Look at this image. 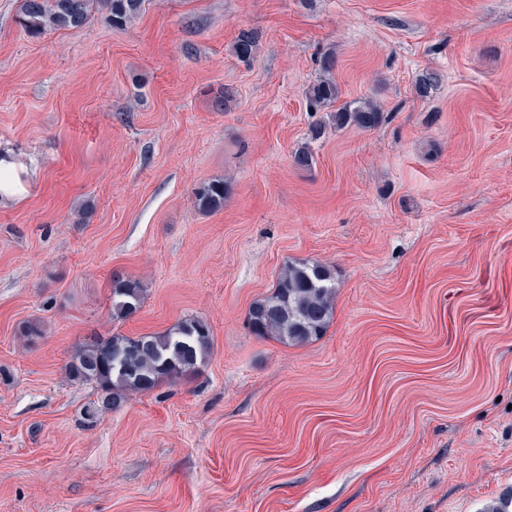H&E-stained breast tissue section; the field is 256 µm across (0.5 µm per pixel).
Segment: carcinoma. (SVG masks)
Masks as SVG:
<instances>
[{"instance_id":"cac0c4a2","label":"carcinoma","mask_w":512,"mask_h":512,"mask_svg":"<svg viewBox=\"0 0 512 512\" xmlns=\"http://www.w3.org/2000/svg\"><path fill=\"white\" fill-rule=\"evenodd\" d=\"M93 0H21L19 24L32 35L51 30L80 29L92 13ZM143 0H103L115 28L127 26L142 9ZM257 44L251 31L240 32L236 56L247 61ZM336 58L327 55L321 75L306 91L309 105L328 109L338 101L339 88L331 73ZM436 76H418L415 91L427 97L435 88ZM383 112L370 99L345 102L336 108L332 120L338 128L349 125L371 129L382 121ZM227 183L215 179L195 189L197 206L208 212L224 208ZM336 272L331 266L308 261L285 263L271 293L254 301L247 314V328L256 336L293 345L324 336L334 315ZM143 288L133 280L112 283V317L124 320L140 307ZM212 334L208 323L193 318L179 323L162 335L111 336L87 343L67 366L70 380L92 383L101 395L83 409L84 422L91 425L106 412L120 409L129 395L148 393L161 381L191 378L208 359Z\"/></svg>"}]
</instances>
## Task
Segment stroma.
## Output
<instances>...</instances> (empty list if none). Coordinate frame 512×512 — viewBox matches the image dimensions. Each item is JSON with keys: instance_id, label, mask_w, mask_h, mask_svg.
<instances>
[{"instance_id": "35a3bbf8", "label": "stroma", "mask_w": 512, "mask_h": 512, "mask_svg": "<svg viewBox=\"0 0 512 512\" xmlns=\"http://www.w3.org/2000/svg\"><path fill=\"white\" fill-rule=\"evenodd\" d=\"M19 5L0 0V150L27 187L0 204V512H481L512 491V0H145L125 28L97 5L39 37ZM329 54L379 126L312 111ZM220 178L223 210H199ZM292 260L334 267L336 298L324 336L285 345L246 316ZM118 278L143 288L124 320ZM189 318L213 336L199 373L87 426L72 356ZM228 192L224 179H215L202 182L195 189L197 206L208 212H216L224 208V200Z\"/></svg>"}]
</instances>
